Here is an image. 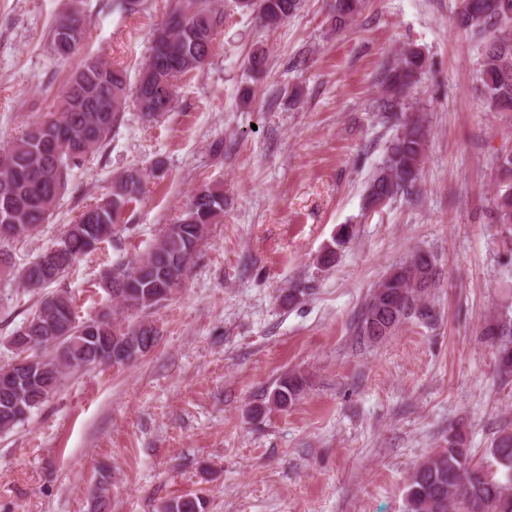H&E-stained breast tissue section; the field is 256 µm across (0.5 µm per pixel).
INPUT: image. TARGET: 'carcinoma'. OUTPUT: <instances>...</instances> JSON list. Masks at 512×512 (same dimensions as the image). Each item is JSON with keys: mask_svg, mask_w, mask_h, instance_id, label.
I'll use <instances>...</instances> for the list:
<instances>
[{"mask_svg": "<svg viewBox=\"0 0 512 512\" xmlns=\"http://www.w3.org/2000/svg\"><path fill=\"white\" fill-rule=\"evenodd\" d=\"M240 7L257 14L267 30L277 29L296 14L301 0H239ZM112 7L133 14L147 10L146 0H112ZM361 7L360 0H335L336 26L342 28ZM223 14L217 0H175L152 35L150 54L138 71L135 84L127 72L98 57H87L63 85L54 111L31 125L8 147L0 150V188L10 194L14 206L0 208V247L10 240L31 236L52 215L65 193L72 173L83 168L108 143L120 125L133 97L147 117L173 109L175 81L205 67L214 35ZM457 26L464 31L488 32L481 81L487 106L495 112H512V0H462ZM87 32V19L73 8L57 20L49 32L54 55L77 54ZM421 51L409 49L385 80L392 91L382 103L385 112H397L398 100L424 69ZM426 134L418 119H408L386 148L385 159L365 188V204L375 209L382 202L409 194L418 180L425 154ZM145 174L130 168L112 183L110 196L85 207L74 223L67 225L54 256H40L17 272L26 288H42L57 282L81 257L112 236L119 216L140 200ZM498 221L512 224V184L497 197ZM224 217V191L216 185L197 189L183 213L162 229L156 245L136 265L120 262L101 276V287L122 309L149 311L167 300L180 287L171 272L189 267L209 225ZM354 237L345 224L323 251L322 265L336 260L337 249ZM438 273L431 255L415 252L409 260L378 284L366 300L356 323V335L374 341L389 336L405 320L433 318L427 291L436 285ZM498 352L499 367L512 365V321L487 330ZM38 336L34 346L25 337ZM157 328L140 321L122 329L119 321L104 313L84 321L78 319L67 292L43 299L15 330L9 341L11 352L21 355L27 347L35 369H16L17 383L0 388V431H7L46 402L68 373L100 364L112 348H125V359L138 358L156 341ZM306 387L303 376L292 375L279 382L269 403L288 407ZM490 456L496 472L473 462L461 429L448 430V447L420 463L408 480L406 512H512V433L494 439ZM111 476L95 482L94 512H109ZM207 502L198 496H179L164 502L161 512H206Z\"/></svg>", "mask_w": 512, "mask_h": 512, "instance_id": "cac0c4a2", "label": "carcinoma"}]
</instances>
